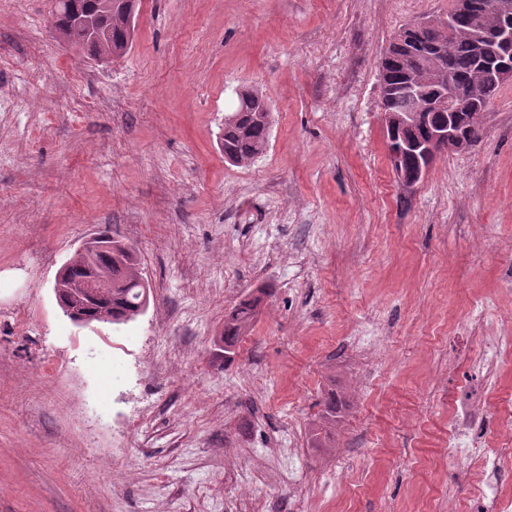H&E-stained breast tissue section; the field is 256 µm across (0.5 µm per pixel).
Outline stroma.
Returning a JSON list of instances; mask_svg holds the SVG:
<instances>
[{"instance_id":"obj_1","label":"stroma","mask_w":512,"mask_h":512,"mask_svg":"<svg viewBox=\"0 0 512 512\" xmlns=\"http://www.w3.org/2000/svg\"><path fill=\"white\" fill-rule=\"evenodd\" d=\"M44 3L0 5V512H484L481 459L439 467L425 441L485 391L486 443L512 410V357L472 364L474 319L512 336V83L410 190L381 107L390 43L454 0H143L109 64ZM244 86L272 125L237 166L218 141ZM103 229L150 303L77 327L55 277ZM261 288L225 356V314ZM354 336L386 358L354 362ZM331 387L335 447L289 457Z\"/></svg>"}]
</instances>
